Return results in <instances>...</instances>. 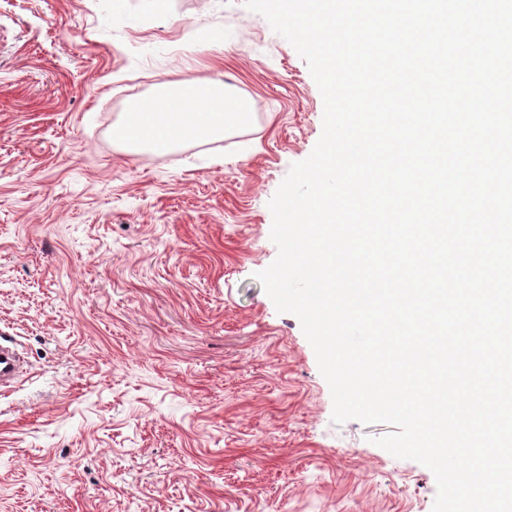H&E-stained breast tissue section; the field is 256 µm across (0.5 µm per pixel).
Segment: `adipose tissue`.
Returning <instances> with one entry per match:
<instances>
[{
    "instance_id": "1",
    "label": "adipose tissue",
    "mask_w": 512,
    "mask_h": 512,
    "mask_svg": "<svg viewBox=\"0 0 512 512\" xmlns=\"http://www.w3.org/2000/svg\"><path fill=\"white\" fill-rule=\"evenodd\" d=\"M251 117L249 103L223 82H189L135 100L113 127L112 140L130 152L165 153L224 138Z\"/></svg>"
}]
</instances>
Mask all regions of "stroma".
<instances>
[{"label":"stroma","instance_id":"35a3bbf8","mask_svg":"<svg viewBox=\"0 0 512 512\" xmlns=\"http://www.w3.org/2000/svg\"><path fill=\"white\" fill-rule=\"evenodd\" d=\"M215 79L245 130L113 143L133 98ZM323 110L243 0H0V333L26 359L0 387V512H432L433 472L377 444L391 425L333 422L256 277Z\"/></svg>","mask_w":512,"mask_h":512}]
</instances>
